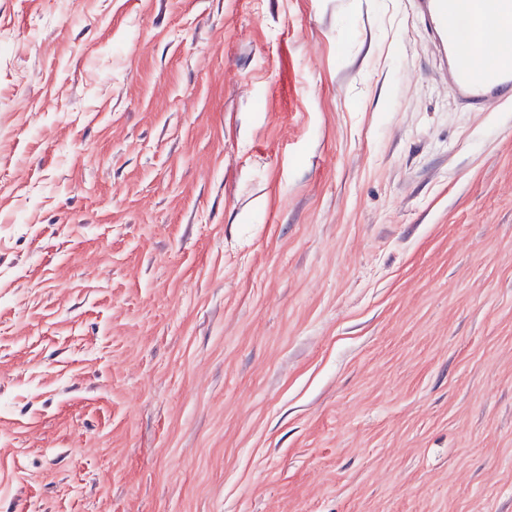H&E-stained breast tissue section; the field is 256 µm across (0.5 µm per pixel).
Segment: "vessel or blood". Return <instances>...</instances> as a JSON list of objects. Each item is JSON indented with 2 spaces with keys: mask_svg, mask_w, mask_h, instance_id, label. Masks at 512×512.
I'll use <instances>...</instances> for the list:
<instances>
[{
  "mask_svg": "<svg viewBox=\"0 0 512 512\" xmlns=\"http://www.w3.org/2000/svg\"><path fill=\"white\" fill-rule=\"evenodd\" d=\"M438 51L440 76L457 101L476 112H488L512 101V61L485 67L463 52L460 23L472 36L512 35V0H410Z\"/></svg>",
  "mask_w": 512,
  "mask_h": 512,
  "instance_id": "b4317fda",
  "label": "vessel or blood"
}]
</instances>
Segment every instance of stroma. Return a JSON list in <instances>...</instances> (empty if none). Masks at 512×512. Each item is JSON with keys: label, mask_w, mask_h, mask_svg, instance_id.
Listing matches in <instances>:
<instances>
[{"label": "stroma", "mask_w": 512, "mask_h": 512, "mask_svg": "<svg viewBox=\"0 0 512 512\" xmlns=\"http://www.w3.org/2000/svg\"><path fill=\"white\" fill-rule=\"evenodd\" d=\"M0 512H512V105L407 0H0Z\"/></svg>", "instance_id": "1"}]
</instances>
